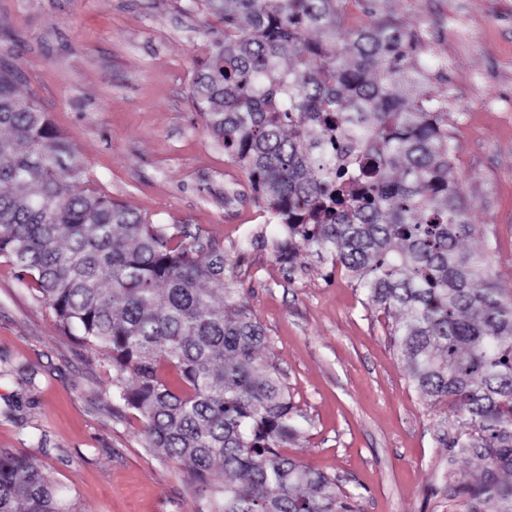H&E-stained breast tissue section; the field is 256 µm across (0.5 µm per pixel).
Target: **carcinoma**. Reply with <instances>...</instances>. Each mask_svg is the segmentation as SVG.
I'll return each mask as SVG.
<instances>
[{
	"mask_svg": "<svg viewBox=\"0 0 512 512\" xmlns=\"http://www.w3.org/2000/svg\"><path fill=\"white\" fill-rule=\"evenodd\" d=\"M345 3L203 0L224 33L194 102L280 224L277 257L290 264L305 248L403 313L392 338L410 382L468 427L438 440L487 463L459 495L512 512V484L497 477L512 472V293L489 253L459 248L470 206L448 113L413 95L425 79L418 36L389 17L348 28ZM16 84L1 56L0 258L112 365V401L136 413L146 447L180 465L198 512H357L336 479L281 452L306 418L265 329L224 287V251L82 186L78 154ZM0 512L65 509L44 470L0 450Z\"/></svg>",
	"mask_w": 512,
	"mask_h": 512,
	"instance_id": "obj_1",
	"label": "carcinoma"
}]
</instances>
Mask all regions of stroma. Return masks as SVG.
Here are the masks:
<instances>
[{"instance_id": "obj_1", "label": "stroma", "mask_w": 512, "mask_h": 512, "mask_svg": "<svg viewBox=\"0 0 512 512\" xmlns=\"http://www.w3.org/2000/svg\"><path fill=\"white\" fill-rule=\"evenodd\" d=\"M346 19L389 16L420 40L422 93L448 114L473 234L512 291V0H348ZM223 27L197 0H0V50L17 88L79 153L90 188L154 224L224 251V285L244 294L307 424L287 454L334 477L361 512H467L455 490L487 465L445 447L455 414L411 384L393 345L398 312L368 304L345 269L299 250L252 199L247 176L196 111L191 88ZM25 365L29 374L18 373ZM112 368L60 331L0 259V450L21 449L71 512H197L177 465L113 416Z\"/></svg>"}]
</instances>
